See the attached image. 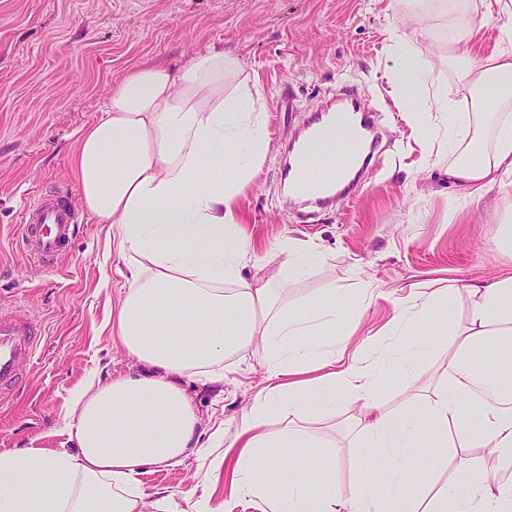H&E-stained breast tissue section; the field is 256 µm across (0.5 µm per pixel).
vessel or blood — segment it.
I'll list each match as a JSON object with an SVG mask.
<instances>
[{
    "label": "vessel or blood",
    "instance_id": "b4317fda",
    "mask_svg": "<svg viewBox=\"0 0 512 512\" xmlns=\"http://www.w3.org/2000/svg\"><path fill=\"white\" fill-rule=\"evenodd\" d=\"M352 121L351 113L329 110L311 125L296 145L298 154L309 163L294 169V189L320 203L335 198L337 184L358 153L357 141L346 133ZM78 229L75 207L68 197L44 193L26 203L18 242L35 263L48 267L72 243ZM41 339V326L32 317L0 314L1 397L19 388L24 368L33 361Z\"/></svg>",
    "mask_w": 512,
    "mask_h": 512
}]
</instances>
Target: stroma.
<instances>
[{
	"mask_svg": "<svg viewBox=\"0 0 512 512\" xmlns=\"http://www.w3.org/2000/svg\"><path fill=\"white\" fill-rule=\"evenodd\" d=\"M403 13V0H0V310L34 315L46 329L25 385L0 409V452L59 447L72 389L93 374L140 370L112 342L109 321L124 281L114 271L107 225L81 211L77 240L50 268L31 262L13 238L26 200L53 190L77 195L72 158L80 133L131 65L177 66L217 44L242 74L259 77L269 144L239 199L253 253L267 261L292 237L326 254L325 263L289 282L282 300L292 308L372 277L380 296L365 308L352 343L387 322L386 293L502 271L506 259L491 239L512 211V188L492 190L489 206L466 209L460 190L427 165L388 69L387 33L400 27ZM422 25L424 58L447 54L448 0H429ZM344 88L363 96L383 133L374 172L333 205L287 208L285 150ZM263 357L252 350L220 385L185 381L203 433L220 425L233 439L263 387ZM355 411L344 400L335 418L315 410L308 421L335 447L325 482L343 498L364 476L368 454L346 433L344 421ZM207 470L193 455L141 481L181 503L206 492L216 506L230 480L208 481Z\"/></svg>",
	"mask_w": 512,
	"mask_h": 512,
	"instance_id": "stroma-1",
	"label": "stroma"
}]
</instances>
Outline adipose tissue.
<instances>
[{
	"label": "adipose tissue",
	"instance_id": "1",
	"mask_svg": "<svg viewBox=\"0 0 512 512\" xmlns=\"http://www.w3.org/2000/svg\"><path fill=\"white\" fill-rule=\"evenodd\" d=\"M481 23L497 44L478 56ZM395 88L410 112L426 153L447 146L444 172L464 204L494 187L512 186V0H466L448 29V57L476 95L472 111L450 99L416 36L390 31ZM238 63L209 45L179 66L141 64L112 86L100 117L80 138L75 163L84 208L107 225V239L128 270L112 332L137 375L86 379L70 393L72 410L62 448L0 453V512H235L249 499L258 512H512V482L489 473L486 462L512 450V270L493 279L449 280L393 303L381 333L402 336L416 322L453 336L446 374L432 383L425 418L388 412L383 379L394 377L406 401L414 365L435 349L417 339L388 355L351 346L375 288H330L291 309L281 305L288 278L322 264L312 242L282 241L276 271L245 276L251 246L238 200L266 150L265 117L257 77L236 78ZM464 300L467 316L448 315ZM261 344L266 385L245 411L234 438L239 452L232 493L219 506L208 497L179 506L172 496L147 492L144 467L173 468L189 452L210 455L219 476L226 459L224 430L200 439V418L181 385L223 381L234 355ZM479 351L474 368L471 351ZM355 403L349 433L370 448L369 470L383 484L361 479L344 499L316 490L314 473L332 468L336 454L319 449L298 421L313 401ZM288 409L295 421L274 429ZM430 436L447 459L432 461V476L414 488L417 447ZM314 449L302 466H286L292 448Z\"/></svg>",
	"mask_w": 512,
	"mask_h": 512
}]
</instances>
